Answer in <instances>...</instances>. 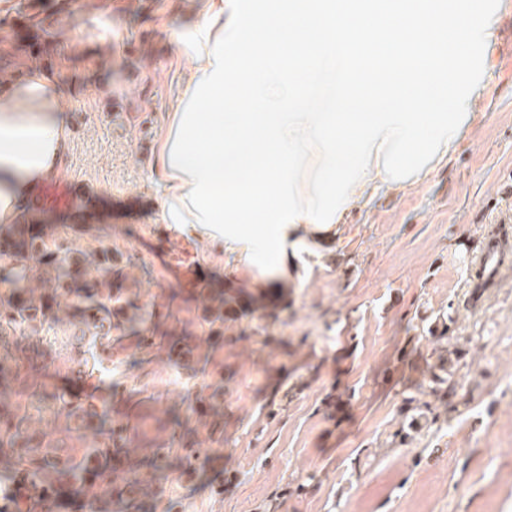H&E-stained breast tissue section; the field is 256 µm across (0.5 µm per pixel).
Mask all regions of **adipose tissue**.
Segmentation results:
<instances>
[{
    "mask_svg": "<svg viewBox=\"0 0 512 512\" xmlns=\"http://www.w3.org/2000/svg\"><path fill=\"white\" fill-rule=\"evenodd\" d=\"M159 151L169 224H198L246 262L332 229L369 184L402 174L401 148L453 151L469 118L425 112L453 60L492 32L445 0H203ZM57 81L32 69L0 91V224L17 223L68 149Z\"/></svg>",
    "mask_w": 512,
    "mask_h": 512,
    "instance_id": "ef3b65f1",
    "label": "adipose tissue"
}]
</instances>
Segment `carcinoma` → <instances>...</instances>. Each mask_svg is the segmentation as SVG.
I'll use <instances>...</instances> for the list:
<instances>
[{"label":"carcinoma","instance_id":"1","mask_svg":"<svg viewBox=\"0 0 512 512\" xmlns=\"http://www.w3.org/2000/svg\"><path fill=\"white\" fill-rule=\"evenodd\" d=\"M44 270L59 272L88 258L72 256L71 248L52 238L32 231L27 224L0 232V285L10 293L0 300V344L9 331L24 330L26 324L42 317L47 323L57 321L61 299L73 294L83 304L81 319L75 325L72 340L87 354L71 376L87 379L104 366L103 354L108 351L105 340L112 331V294L102 296L92 288H72L57 282L54 293L34 297L28 285L30 261ZM63 407L74 423V429L85 432L94 427V420H106L108 410L98 412L78 395H60ZM24 418H16L0 409V457L9 458L10 469L0 478V512H54L64 492L73 498L95 484H112V475L128 464V449L122 436L108 431V441L91 440L81 458L61 460L42 450L36 438L22 429Z\"/></svg>","mask_w":512,"mask_h":512}]
</instances>
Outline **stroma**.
I'll return each mask as SVG.
<instances>
[{
  "label": "stroma",
  "mask_w": 512,
  "mask_h": 512,
  "mask_svg": "<svg viewBox=\"0 0 512 512\" xmlns=\"http://www.w3.org/2000/svg\"><path fill=\"white\" fill-rule=\"evenodd\" d=\"M38 2L0 0V85L47 69L69 116L58 178L80 191L26 223L112 251L101 378L133 465L113 487L132 484L142 512H512V269L493 288L469 277L489 231L512 245V0H455L493 33L464 51L479 95L456 153L408 151L413 177L286 247L284 290L258 311L250 283L271 258L241 264L162 219L158 139L183 78L171 30L192 33L200 0ZM212 289L233 300L220 322ZM74 321L26 329L9 350L31 363L0 383L64 458L86 446L54 400ZM442 367L456 394L416 402ZM113 487L90 489L99 512H117Z\"/></svg>",
  "instance_id": "stroma-1"
}]
</instances>
